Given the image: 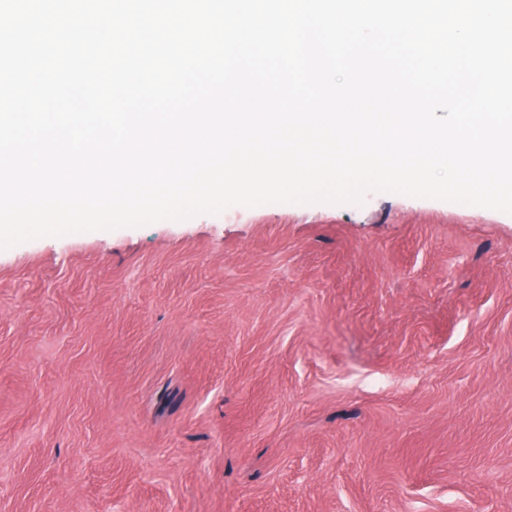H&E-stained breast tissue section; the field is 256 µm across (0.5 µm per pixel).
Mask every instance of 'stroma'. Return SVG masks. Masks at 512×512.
I'll return each mask as SVG.
<instances>
[{
    "label": "stroma",
    "instance_id": "obj_1",
    "mask_svg": "<svg viewBox=\"0 0 512 512\" xmlns=\"http://www.w3.org/2000/svg\"><path fill=\"white\" fill-rule=\"evenodd\" d=\"M0 512H512V214L369 192L0 251Z\"/></svg>",
    "mask_w": 512,
    "mask_h": 512
}]
</instances>
